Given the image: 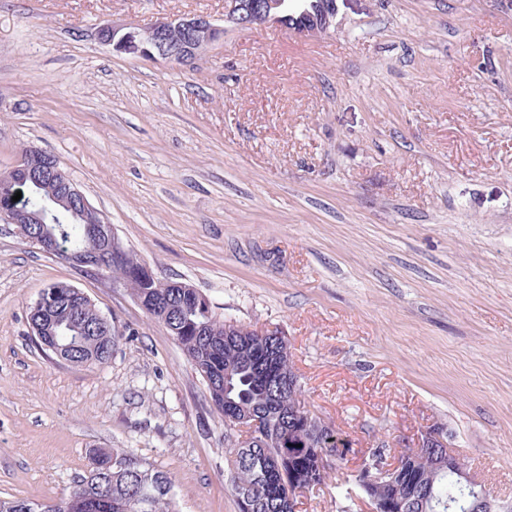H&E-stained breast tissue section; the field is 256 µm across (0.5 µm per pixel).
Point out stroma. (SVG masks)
I'll use <instances>...</instances> for the list:
<instances>
[{
	"mask_svg": "<svg viewBox=\"0 0 512 512\" xmlns=\"http://www.w3.org/2000/svg\"><path fill=\"white\" fill-rule=\"evenodd\" d=\"M314 39L224 0H0V174L53 156L162 280L285 333L304 403L346 443L296 512H369L363 458L447 431L512 504V0H337ZM203 12L194 65L113 52L107 23ZM120 333L48 359L49 284ZM224 418L130 290L0 223V497L60 499L94 453L167 471L179 512H239Z\"/></svg>",
	"mask_w": 512,
	"mask_h": 512,
	"instance_id": "1",
	"label": "stroma"
}]
</instances>
